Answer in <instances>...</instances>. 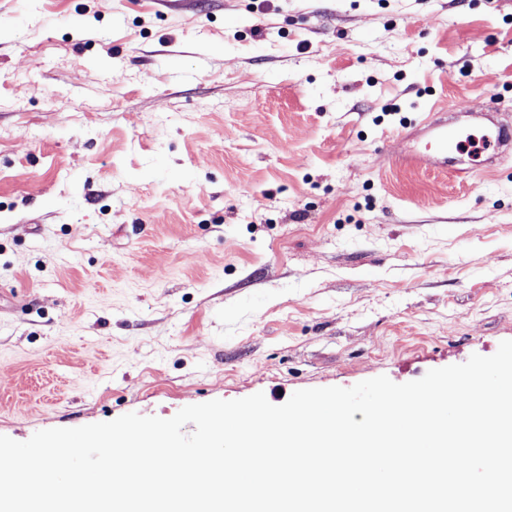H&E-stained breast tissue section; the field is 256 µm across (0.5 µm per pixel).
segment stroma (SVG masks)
I'll use <instances>...</instances> for the list:
<instances>
[{
    "instance_id": "stroma-1",
    "label": "stroma",
    "mask_w": 512,
    "mask_h": 512,
    "mask_svg": "<svg viewBox=\"0 0 512 512\" xmlns=\"http://www.w3.org/2000/svg\"><path fill=\"white\" fill-rule=\"evenodd\" d=\"M512 0H0V435L402 384L512 340ZM438 114L446 113L431 112L423 123L421 133L430 139L434 152L448 160V152L464 153L467 151L469 142L463 140L464 133L470 128L454 126L448 123V119ZM479 151L490 154L491 158L512 149L511 124L492 122V126L483 128Z\"/></svg>"
}]
</instances>
